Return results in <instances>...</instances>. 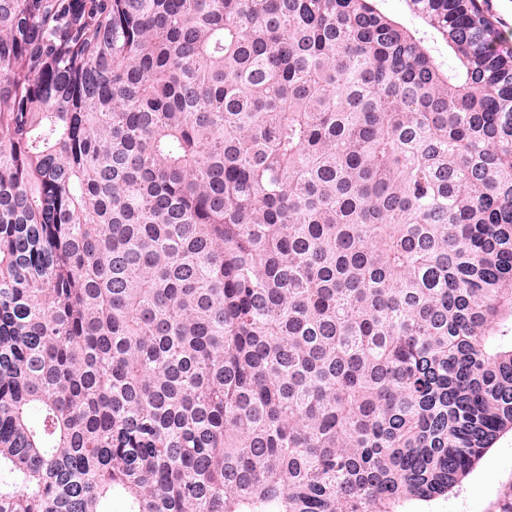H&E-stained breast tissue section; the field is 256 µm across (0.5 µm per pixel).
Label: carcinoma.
Masks as SVG:
<instances>
[{
  "label": "carcinoma",
  "mask_w": 512,
  "mask_h": 512,
  "mask_svg": "<svg viewBox=\"0 0 512 512\" xmlns=\"http://www.w3.org/2000/svg\"><path fill=\"white\" fill-rule=\"evenodd\" d=\"M406 2L0 0V512H403L512 431V51Z\"/></svg>",
  "instance_id": "cac0c4a2"
}]
</instances>
